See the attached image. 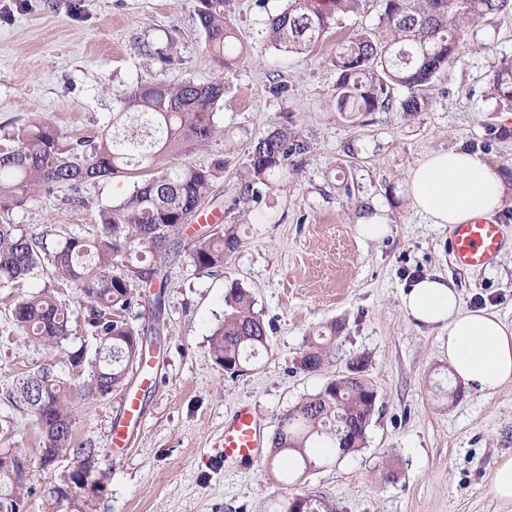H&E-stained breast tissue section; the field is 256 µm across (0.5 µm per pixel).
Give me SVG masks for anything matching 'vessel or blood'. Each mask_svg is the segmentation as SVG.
Listing matches in <instances>:
<instances>
[{"label": "vessel or blood", "instance_id": "1", "mask_svg": "<svg viewBox=\"0 0 512 512\" xmlns=\"http://www.w3.org/2000/svg\"><path fill=\"white\" fill-rule=\"evenodd\" d=\"M450 243L459 267H484L489 265L504 247L500 226L494 221L479 217L466 224L454 225ZM141 420V406L137 396L127 397L121 417L112 429V444L117 448L128 447L136 423ZM262 436L249 407H239L224 427V457L228 460H253L262 452Z\"/></svg>", "mask_w": 512, "mask_h": 512}]
</instances>
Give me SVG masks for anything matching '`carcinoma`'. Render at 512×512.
Returning <instances> with one entry per match:
<instances>
[{"instance_id":"1","label":"carcinoma","mask_w":512,"mask_h":512,"mask_svg":"<svg viewBox=\"0 0 512 512\" xmlns=\"http://www.w3.org/2000/svg\"><path fill=\"white\" fill-rule=\"evenodd\" d=\"M362 0H285L268 16L265 33L270 45L284 52H302L317 44L342 17L359 11ZM229 0H197L196 18L205 45L218 67L230 72L243 50ZM512 10V0H381L376 26L354 33L336 47L332 63L338 74L334 103L338 112H378L392 108L395 94L406 91L400 111L411 116L426 111L433 78L456 60L467 27ZM493 90L512 105V62L494 71ZM220 79L205 83L163 80L138 84L117 100L112 124L146 115L144 134L118 139L107 129L90 137L65 135L42 120L14 130L0 145V207H24L63 188L76 190L104 177L133 179L131 192L117 205L101 211L92 241L70 236L48 242V233L28 234L13 224H0V286L20 288L34 269L51 266L52 283L28 294L12 309L16 327L39 345L61 343L71 332L74 312L55 296L62 286L75 288L85 303L86 331L100 342L101 353L91 364L81 395L104 397L127 385L130 374L145 362V329L125 318L134 301V282L157 277L168 246L179 240L184 226L209 201L211 187L224 162L198 165L187 157L221 134L215 121L224 102ZM309 145L288 122L278 123L251 144L239 174L236 205L252 207L264 190L285 175L290 159ZM241 246L236 225H216L201 232L191 248L193 265L203 271L224 265ZM147 249L160 256L152 269L114 272L117 258ZM224 320L211 336V352L224 372L237 376L260 349L268 345L265 323L253 310L249 293L234 280L224 291ZM336 323L307 340L300 369L317 374L329 363V338ZM22 403L42 430V447L52 458L71 456L76 468L69 480L49 491L47 512H71L72 493L79 481L93 483L82 498L80 512H96L105 491L98 454L75 440L72 402L52 369L43 367L18 381ZM377 393L365 379L328 380L316 394L295 404L280 417L271 438V457L291 456L284 469L283 491L276 512H323L322 502L288 490L304 474L333 459L365 447L367 429L376 412ZM15 466H0V512H27L30 491L24 490L30 469L20 448H6Z\"/></svg>"}]
</instances>
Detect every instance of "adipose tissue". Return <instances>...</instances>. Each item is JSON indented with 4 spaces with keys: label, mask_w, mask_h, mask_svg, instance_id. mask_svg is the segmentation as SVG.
I'll list each match as a JSON object with an SVG mask.
<instances>
[{
    "label": "adipose tissue",
    "mask_w": 512,
    "mask_h": 512,
    "mask_svg": "<svg viewBox=\"0 0 512 512\" xmlns=\"http://www.w3.org/2000/svg\"><path fill=\"white\" fill-rule=\"evenodd\" d=\"M407 184L412 208L431 224L491 217L512 198L500 171L462 146L427 154L410 170ZM401 303L415 325L446 331L452 375L466 388L492 394L512 385V323L489 309L464 307L455 283L439 275L416 280Z\"/></svg>",
    "instance_id": "adipose-tissue-1"
}]
</instances>
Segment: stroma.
<instances>
[{"label": "stroma", "instance_id": "obj_1", "mask_svg": "<svg viewBox=\"0 0 512 512\" xmlns=\"http://www.w3.org/2000/svg\"><path fill=\"white\" fill-rule=\"evenodd\" d=\"M280 0H230L229 14L246 50L231 72L213 62L195 18L196 0H0V138L32 119L70 136H93L112 119L133 85L162 79L222 78V133L190 161H223L210 210L233 212L242 240L224 266L198 270L189 251L200 230L188 225L171 245L169 286L161 305L136 301L128 319L152 328L161 344L160 375L131 374L125 391L78 399L74 432L99 449L106 490L97 512H273L279 491L266 458L222 462L224 426L251 408L264 436L280 416L317 393L347 362L368 360L378 394L367 443L339 463L308 474L300 492L328 512H507L485 493L493 462L512 454V386L486 396L448 373L445 332L410 323L401 296L413 278H451L465 307H491L512 322V205L498 213L505 247L482 269H462L450 230L412 209L405 179L426 154L465 144L512 183V117L497 111L492 76L512 59V13L470 27L458 61L433 81L429 108L407 117L389 110L350 119L331 109L338 42L377 21L379 0H363L312 51L285 53L262 30ZM151 45L152 56L141 53ZM288 94L275 97L274 83ZM291 115L309 144L287 177L250 212L234 208L237 176L250 142ZM131 184L108 178L62 190L32 206L0 208V223L53 238L93 239L102 209L118 204ZM380 209L391 232L378 241L354 234L358 216ZM36 269L24 288H0V448L35 453L40 430L21 403L8 398L19 379L41 367L67 386L83 382L87 365L68 354L97 341L81 328L60 348L32 342L11 322L14 303L48 284ZM234 280L250 293L268 327L269 346L247 371L230 377L210 352L224 317V291ZM339 331L324 370H300L309 337L328 323ZM140 394L142 422L129 448L112 445L126 396ZM396 481L382 478L385 469Z\"/></svg>", "mask_w": 512, "mask_h": 512}]
</instances>
